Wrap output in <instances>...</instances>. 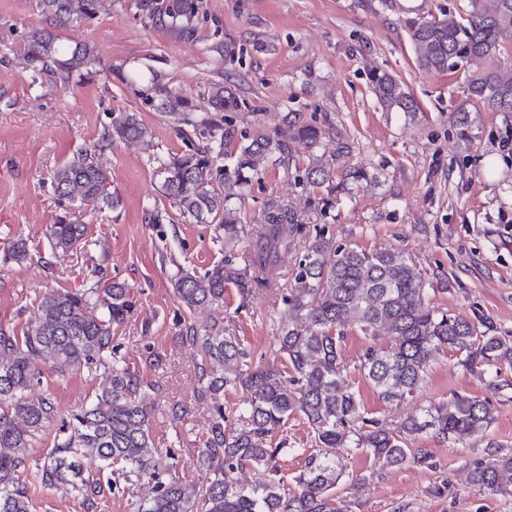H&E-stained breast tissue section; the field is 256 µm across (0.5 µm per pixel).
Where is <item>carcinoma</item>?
Instances as JSON below:
<instances>
[{
	"label": "carcinoma",
	"mask_w": 512,
	"mask_h": 512,
	"mask_svg": "<svg viewBox=\"0 0 512 512\" xmlns=\"http://www.w3.org/2000/svg\"><path fill=\"white\" fill-rule=\"evenodd\" d=\"M39 8L48 27L33 31L25 63L35 74L65 84L72 73L91 64L93 52L65 47L59 31L81 17H93L98 0H39ZM404 27L419 70L441 74L459 68L467 99L493 112L512 113V66L497 57L501 40L512 38V0H467L464 17L445 12L438 19L409 18ZM369 83L385 110L419 111L410 87L390 72L371 71ZM213 98L226 112L238 107L222 84L214 87ZM145 134L136 114L122 112L95 144L77 148L56 168L51 187L57 212L46 230L52 248L74 250L85 237L87 225L72 211L74 203L119 205L108 172L95 160L96 148ZM208 136L202 147L194 144L181 155L156 159L164 195L184 214L216 225L224 238V261L202 275L178 272L174 294L189 312L224 302L229 284L246 300L257 290L277 287L278 270L290 263L291 281L282 302L295 315L292 324L278 329L271 359L255 358L230 322L190 323L181 329L182 342L201 352L196 405L214 411L203 447L196 449L197 463L209 477L195 485L178 479L174 449L158 447L151 427L147 401L160 385L121 364L117 356L112 328L124 324L133 309L128 284L56 290L41 301L23 336L0 329V512H29L19 473L36 434L56 417L49 397L31 395L40 383V361L62 377L94 366L111 372L109 385L88 406L61 420L54 449L39 472L42 483L68 487L90 506L106 486L123 492L145 482L152 495L138 512H338L333 491L341 473L334 449L399 466L411 457L407 439L412 435L459 440L483 433L491 424V405L467 396L422 409L394 432L363 416L355 393L344 383L348 367L341 358L353 329L370 340L359 371L388 403L418 391L434 352L443 347L454 349L466 366L479 362L493 367L512 360V344L484 322L431 306L426 279L401 249L368 251L338 244L324 226L312 236L297 213L275 203L263 212L256 233L238 223L233 201L241 198L263 163L289 154L294 142L315 149L320 128L289 121L272 136L255 125L243 135L230 168L218 166L224 142L216 127L209 126ZM333 175L331 167L317 163L306 169L305 179L324 185ZM216 180L224 190L214 188ZM378 336L387 337L390 345H377ZM226 390L243 394L242 408L224 411ZM298 414L311 429L315 448L290 489L277 464L285 442L274 447L271 437ZM231 417L236 418L233 428L227 426ZM88 457L97 459L109 477L84 474ZM246 468L261 479L250 485L230 481V474ZM471 483L479 492L512 494V455L476 464Z\"/></svg>",
	"instance_id": "1"
}]
</instances>
